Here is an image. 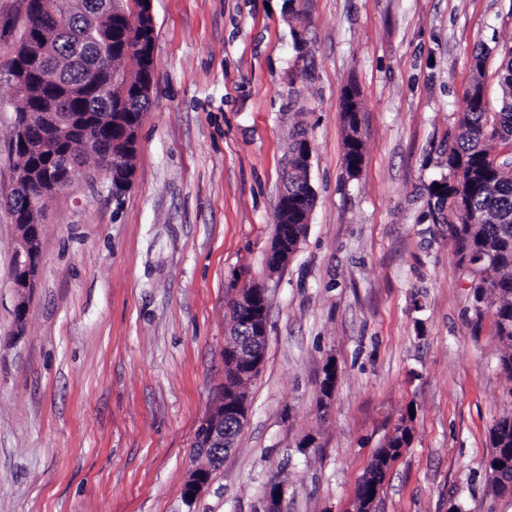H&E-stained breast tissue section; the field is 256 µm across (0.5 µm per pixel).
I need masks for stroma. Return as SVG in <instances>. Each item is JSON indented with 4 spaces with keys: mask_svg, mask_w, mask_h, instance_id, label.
Instances as JSON below:
<instances>
[{
    "mask_svg": "<svg viewBox=\"0 0 512 512\" xmlns=\"http://www.w3.org/2000/svg\"><path fill=\"white\" fill-rule=\"evenodd\" d=\"M152 14L156 81L133 184L115 203L85 161L47 205L23 297L5 204L17 97L0 49V512H266L276 485L285 512H353L402 421L411 441L378 512H512L486 471L512 380L429 196L448 175L474 48L486 108L500 109L512 0H152ZM347 85L362 107L355 177ZM297 128L315 201L270 279ZM252 280L269 288L265 361L234 448L189 501L185 481L204 463L194 436L224 384L229 304Z\"/></svg>",
    "mask_w": 512,
    "mask_h": 512,
    "instance_id": "1",
    "label": "stroma"
}]
</instances>
